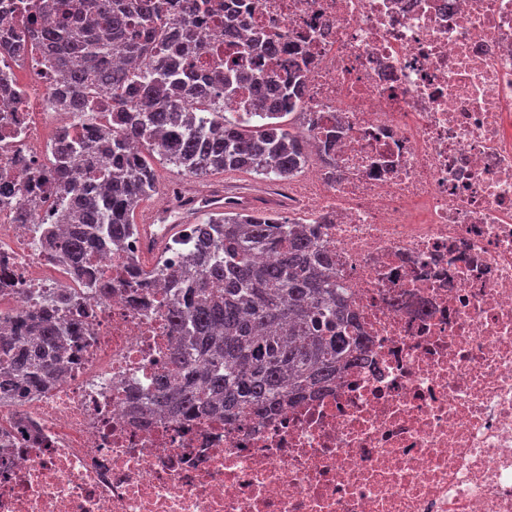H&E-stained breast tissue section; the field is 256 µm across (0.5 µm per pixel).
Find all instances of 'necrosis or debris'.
I'll return each instance as SVG.
<instances>
[{
  "instance_id": "necrosis-or-debris-1",
  "label": "necrosis or debris",
  "mask_w": 512,
  "mask_h": 512,
  "mask_svg": "<svg viewBox=\"0 0 512 512\" xmlns=\"http://www.w3.org/2000/svg\"><path fill=\"white\" fill-rule=\"evenodd\" d=\"M211 70L301 66L310 162L289 209L320 225L364 362L268 418H136L170 370V295L139 239L51 261L32 97L44 53L0 65V319L51 308L86 342L51 389L0 402V512H512V0H208ZM111 281L99 294L89 283ZM67 282L83 305L49 307Z\"/></svg>"
}]
</instances>
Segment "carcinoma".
<instances>
[{
	"instance_id": "carcinoma-1",
	"label": "carcinoma",
	"mask_w": 512,
	"mask_h": 512,
	"mask_svg": "<svg viewBox=\"0 0 512 512\" xmlns=\"http://www.w3.org/2000/svg\"><path fill=\"white\" fill-rule=\"evenodd\" d=\"M37 0L19 14L20 32L6 44L11 58L49 49L64 94L49 104L63 112H111L103 133L61 142L52 156L50 188L59 194L56 223L70 227L61 240L51 227L43 238L55 254L82 269L84 261L137 235L134 212L156 190L147 157L157 155L189 178L245 171L284 180L306 163L303 135L279 119L297 108L287 74L224 71L197 74L181 64L208 12L207 0L174 19L172 0ZM58 15L44 27L41 16ZM132 53L135 66L113 62ZM259 87L253 120L226 119L224 97L233 87ZM218 116L206 117L204 113ZM83 157L89 177H77L70 157ZM108 157L111 166L96 169ZM193 249L184 268L162 260L138 265L140 285L165 276L171 291L172 372L154 378L150 401L178 418L250 411L265 415L281 402L336 380L341 364L361 353L352 335L345 289L331 275L333 256L315 229L267 213L224 210L193 225ZM270 254L269 262L258 255ZM60 329L46 316L21 314L0 333V400L38 392L66 373Z\"/></svg>"
}]
</instances>
